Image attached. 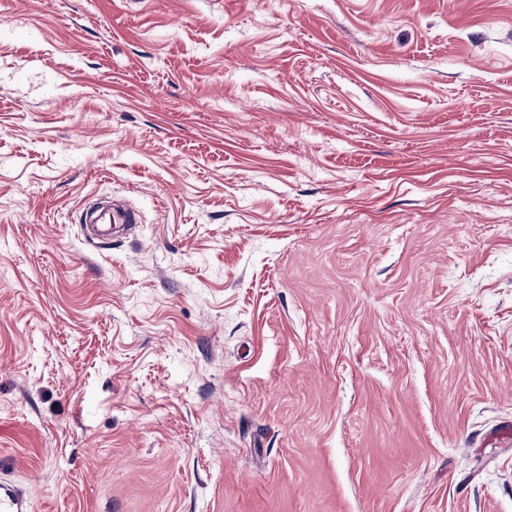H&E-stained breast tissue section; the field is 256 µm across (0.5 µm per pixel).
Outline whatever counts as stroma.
<instances>
[{"label": "stroma", "instance_id": "stroma-1", "mask_svg": "<svg viewBox=\"0 0 512 512\" xmlns=\"http://www.w3.org/2000/svg\"><path fill=\"white\" fill-rule=\"evenodd\" d=\"M509 425L512 0H0L31 512H512ZM81 223L86 229L87 242L103 246L111 243L112 233L129 231L138 224L139 215L126 204L112 203L106 208L87 211Z\"/></svg>", "mask_w": 512, "mask_h": 512}]
</instances>
